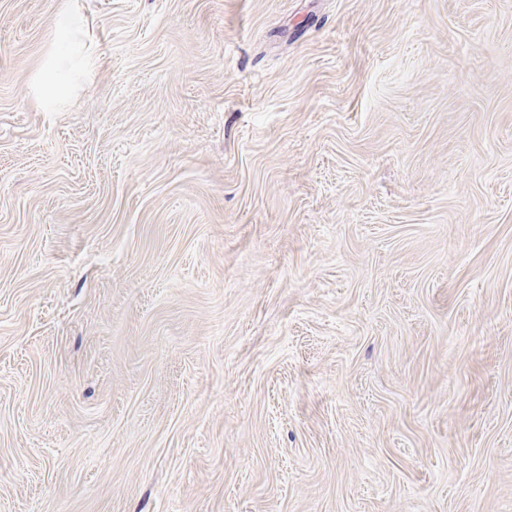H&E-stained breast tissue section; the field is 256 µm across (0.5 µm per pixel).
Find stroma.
I'll return each mask as SVG.
<instances>
[{"label":"stroma","mask_w":512,"mask_h":512,"mask_svg":"<svg viewBox=\"0 0 512 512\" xmlns=\"http://www.w3.org/2000/svg\"><path fill=\"white\" fill-rule=\"evenodd\" d=\"M0 512H512V0H0Z\"/></svg>","instance_id":"obj_1"}]
</instances>
